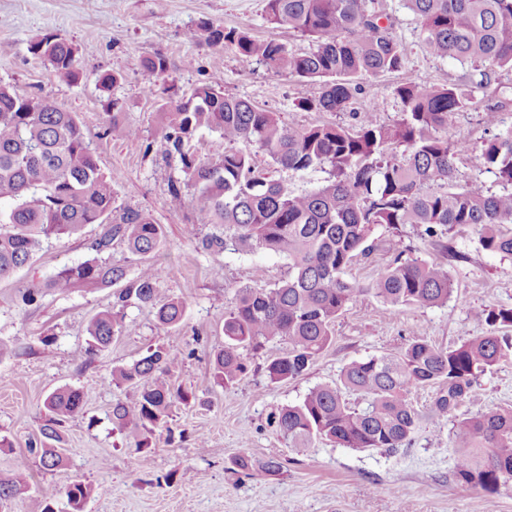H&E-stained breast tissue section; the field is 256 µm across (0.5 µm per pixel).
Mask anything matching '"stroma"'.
<instances>
[{
    "mask_svg": "<svg viewBox=\"0 0 512 512\" xmlns=\"http://www.w3.org/2000/svg\"><path fill=\"white\" fill-rule=\"evenodd\" d=\"M383 6L394 16L393 34L406 48L404 68L361 77L360 91L346 111L302 112L295 98L318 95L320 82L272 73L232 51L202 48L186 37L207 20L277 39L298 54L310 51L305 37L269 24L266 0H0V85L23 97L48 99L76 116L101 170L112 179L113 216L146 213L165 232V247L146 259L129 258L120 243L113 245L112 258L128 260L134 271L145 263L160 269L162 295L180 298L186 306L181 325L173 329L157 322L152 307L128 308L125 331L107 350L91 355L86 324L110 307L111 289L46 294L24 305L20 289L90 257L89 245L102 232L98 224L43 244L30 265L0 282V440L6 442L0 447V474L11 473L24 459L30 484L25 496L0 500V512H41L46 487L57 492V512H72L65 490L75 481L93 488L83 512H512V489L494 494L456 489L452 424L430 415L435 388L411 390L409 398L422 419L409 445L394 452L319 441L301 451L270 422L277 409L300 403L316 385L335 381L351 361L398 352L415 339L455 348L486 332L475 311L512 308V258L482 249L473 228L452 232L460 253L455 260L417 225L403 224L393 233L377 228L371 252L357 256L345 273L348 281L363 286L395 258L433 261L454 280L447 304L394 308L367 296L337 318L332 344L302 376L271 381L263 351L252 356L248 374L234 385L217 384L211 374L210 357L224 346V314L236 289L282 283L289 275L288 261L261 248L200 249L201 238L213 228L194 221V189L178 157L167 154L161 112L167 102L188 99L197 87L211 85L276 113L287 124L355 128L368 105L379 123L398 119L402 105L395 88L400 84H450L465 73L472 82L480 81L476 68L427 53L420 24L403 0H384ZM36 33L74 45L77 79L60 76L31 51ZM158 54L167 58L168 70L146 76L142 60ZM107 73L117 81L105 89L100 78ZM494 104L503 124L512 125V74L499 78L494 93L479 96L476 107L455 113L448 136L471 146L457 159L458 184L477 180L497 192L500 183L479 160L490 135L482 114ZM116 113L136 129L135 137L117 141L107 135ZM253 159L295 194L316 189L328 176L318 167L282 169L259 149ZM174 182L184 198L178 208L169 204ZM156 346L178 355L180 363L167 380L194 392L196 399L175 405L167 427L149 433L147 447L140 450L135 433L112 423L113 403L133 401L137 391L115 387L111 377L113 370ZM478 383L480 400L459 404L455 416L512 408V359L486 371ZM65 386L80 389L85 406L62 431L63 467L49 471L29 446L45 422L46 396ZM200 437L205 447H198ZM240 454L257 462L278 458L283 469L276 476L239 473L232 461ZM169 473L173 481L164 482Z\"/></svg>",
    "mask_w": 512,
    "mask_h": 512,
    "instance_id": "1",
    "label": "stroma"
}]
</instances>
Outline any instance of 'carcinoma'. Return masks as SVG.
<instances>
[{"label": "carcinoma", "instance_id": "carcinoma-1", "mask_svg": "<svg viewBox=\"0 0 512 512\" xmlns=\"http://www.w3.org/2000/svg\"><path fill=\"white\" fill-rule=\"evenodd\" d=\"M419 20L427 52L480 67L476 88L487 92L503 71L512 72V0H405ZM267 21L310 38L315 47L294 54L275 39H256L235 28L203 22L187 37L199 46L230 50L277 74L322 82L316 97L299 96L303 112H342L359 90L356 80L401 70L406 49L392 33L394 20L376 10L374 0H266ZM30 48L65 77L75 75L76 49L63 38L37 35ZM148 75L168 68L167 58L142 60ZM467 82L434 85L407 82L395 90L403 109L389 126L377 123L365 109L357 129L339 125L296 126L248 100L226 96L214 87L195 89L186 101L164 110L167 153L179 155L194 187L192 206L197 224H217L221 234L201 241L205 250L227 242L256 246L288 258L291 275L274 288H237L224 315V348L211 360L214 379L234 384L249 371L250 354L277 339L288 350L272 355L266 371L274 382L288 381L308 370L332 342L336 318L350 304L371 295L386 305L432 307L454 292L449 271L422 259L396 258L365 286L344 278L355 257L368 251L375 228L391 230L420 224L430 237L456 227H472L483 249L512 255V128L482 144L480 160L495 173L502 191L478 181L456 182L455 159L469 149L437 135L448 129L450 116L474 104L461 90ZM215 131L224 152L201 164L182 150L197 130ZM112 139L136 135L112 113ZM267 153L282 169L307 170L326 165L329 177L319 188L293 194L281 182L259 171L250 148ZM0 281L27 265L41 244L71 236L87 224L104 231L90 249L95 256L58 270L43 288H27L21 300L32 305L42 291L94 293L112 289V306L86 326L88 353L106 349L126 328V310L150 305L158 322L178 327L185 316L182 300L165 297L160 274L145 265L133 274L127 261L101 257L113 243L132 256L146 257L165 243L161 225L138 211L112 216V179L100 169L83 128L71 112L40 97H22L0 86ZM477 321L488 326L453 349L415 339L396 354L346 364L336 381L312 388L303 401L280 408L271 424L294 448L305 450L316 440L344 448H402L418 426L419 412L408 395L413 388L436 386L431 415L441 422L459 403L479 400V375L512 356V309L482 310ZM179 362L171 351L156 347L132 365L112 372V384L138 389L131 403L112 405V423L122 429L153 431L167 424L174 403L187 404L193 393L166 382ZM367 400L350 406L346 394ZM84 396L71 387L50 393L48 419L31 449L48 470L62 463L56 443L60 427L81 413ZM457 448L455 486L462 492L497 493L512 488V410L487 409L453 424ZM24 467L0 476V499L27 491ZM84 483L66 491L74 512L91 495Z\"/></svg>", "mask_w": 512, "mask_h": 512}]
</instances>
